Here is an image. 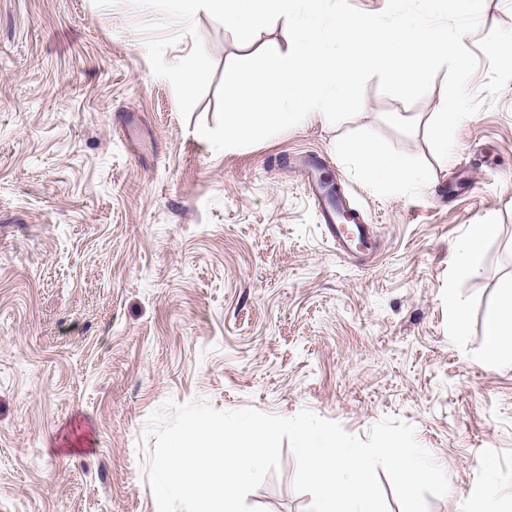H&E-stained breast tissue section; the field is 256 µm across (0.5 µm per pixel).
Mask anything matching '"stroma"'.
<instances>
[{
	"mask_svg": "<svg viewBox=\"0 0 512 512\" xmlns=\"http://www.w3.org/2000/svg\"><path fill=\"white\" fill-rule=\"evenodd\" d=\"M148 12L128 0H0V512H156L137 444L166 400L291 417L360 439L386 417L416 429L449 492L428 512L512 500V357L484 326L512 283V83L439 159L426 126L445 72L408 104L370 79L361 112L234 153L196 141L241 50L206 11L215 71L189 118L153 75ZM401 113L402 124L388 115ZM376 141L424 180L370 185L344 145ZM314 158L375 231L345 257L301 177ZM499 233L455 273L472 225ZM467 315L464 335L448 300ZM282 444L247 504L307 512Z\"/></svg>",
	"mask_w": 512,
	"mask_h": 512,
	"instance_id": "obj_1",
	"label": "stroma"
}]
</instances>
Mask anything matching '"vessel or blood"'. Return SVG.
I'll use <instances>...</instances> for the list:
<instances>
[{
	"instance_id": "b4317fda",
	"label": "vessel or blood",
	"mask_w": 512,
	"mask_h": 512,
	"mask_svg": "<svg viewBox=\"0 0 512 512\" xmlns=\"http://www.w3.org/2000/svg\"><path fill=\"white\" fill-rule=\"evenodd\" d=\"M314 163H307L304 173L306 184L317 204L321 222L329 236L335 241L343 254L360 253L370 249L372 228L364 218H356L354 224L344 226L338 224L334 213L344 204L343 197L333 196L325 185L314 174Z\"/></svg>"
}]
</instances>
